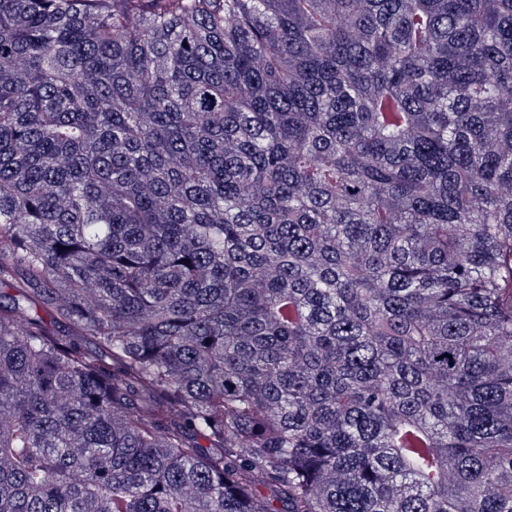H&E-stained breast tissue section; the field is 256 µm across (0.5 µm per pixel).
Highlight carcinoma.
<instances>
[{
    "instance_id": "obj_1",
    "label": "carcinoma",
    "mask_w": 512,
    "mask_h": 512,
    "mask_svg": "<svg viewBox=\"0 0 512 512\" xmlns=\"http://www.w3.org/2000/svg\"><path fill=\"white\" fill-rule=\"evenodd\" d=\"M0 512H512V0H0Z\"/></svg>"
}]
</instances>
